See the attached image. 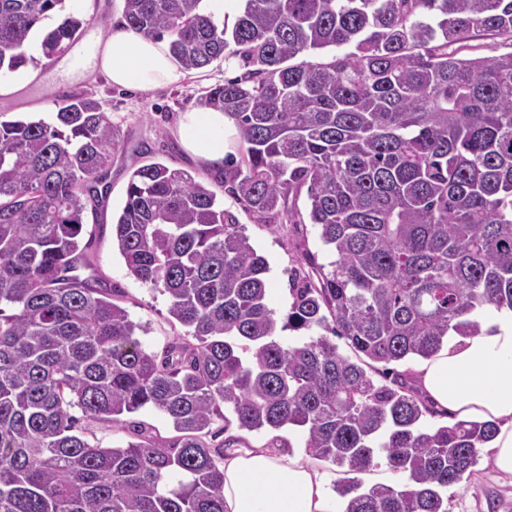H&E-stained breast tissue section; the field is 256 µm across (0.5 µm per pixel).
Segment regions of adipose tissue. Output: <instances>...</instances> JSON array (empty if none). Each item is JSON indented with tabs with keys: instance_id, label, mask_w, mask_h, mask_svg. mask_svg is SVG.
Returning <instances> with one entry per match:
<instances>
[{
	"instance_id": "1",
	"label": "adipose tissue",
	"mask_w": 512,
	"mask_h": 512,
	"mask_svg": "<svg viewBox=\"0 0 512 512\" xmlns=\"http://www.w3.org/2000/svg\"><path fill=\"white\" fill-rule=\"evenodd\" d=\"M59 70L76 82L106 77L112 84L150 92L190 78L165 43L127 31L94 39L64 57ZM232 122L223 111L189 113L180 126L185 148L217 166ZM421 388L456 421L498 422L493 465L512 476V312L473 336H455L417 366ZM224 512H334L317 471L270 448L224 455Z\"/></svg>"
}]
</instances>
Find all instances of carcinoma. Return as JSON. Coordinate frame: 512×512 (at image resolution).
Returning <instances> with one entry per match:
<instances>
[{
  "instance_id": "carcinoma-1",
  "label": "carcinoma",
  "mask_w": 512,
  "mask_h": 512,
  "mask_svg": "<svg viewBox=\"0 0 512 512\" xmlns=\"http://www.w3.org/2000/svg\"><path fill=\"white\" fill-rule=\"evenodd\" d=\"M202 2L124 0L122 28L168 41L187 70L242 62L198 98L238 129L224 185L268 222L307 188L335 259L318 287L290 280L279 316L267 258L216 191L138 166L112 249L185 328L149 352L146 325L82 275L85 213L110 191L118 128L87 94L52 123L0 112V512H224V462L207 441L218 420L287 453L280 432L299 431L306 455L344 474L342 512H447L445 491L469 479L496 423L428 426L436 411L414 388L367 369L477 334L479 309L512 311V52L460 56L484 32L512 39V0H244L231 24ZM64 8L0 0V71L35 62L32 32ZM84 24L66 14L42 56ZM343 45L354 50L316 60ZM285 330L300 336L287 344ZM145 407L177 435L103 448L72 414L118 424ZM381 460L402 485L364 486Z\"/></svg>"
}]
</instances>
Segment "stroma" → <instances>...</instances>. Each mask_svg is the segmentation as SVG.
I'll return each mask as SVG.
<instances>
[{"label": "stroma", "mask_w": 512, "mask_h": 512, "mask_svg": "<svg viewBox=\"0 0 512 512\" xmlns=\"http://www.w3.org/2000/svg\"><path fill=\"white\" fill-rule=\"evenodd\" d=\"M65 6V11L51 12L41 23V30L54 28L64 13L70 12L87 21V34L105 37L111 32V24L120 23L122 19L123 0H66ZM241 71L240 62L227 63L220 59L198 70L196 79L147 94L103 80L77 87L79 93L99 100L120 132V148L112 158L111 190L99 209V221L104 229L96 234L92 261L103 284L113 288L115 302L126 308L133 320L147 325L148 332L141 338L146 350L161 351L173 337L182 335L184 329L169 315L166 296L135 279L123 258L113 251L112 218L124 205L132 167L161 162L185 169L204 182L217 176L215 167L206 165L183 146L179 124L187 113L197 109L198 90L223 83ZM224 206L244 224L255 247L267 257L270 306L277 313H285L291 303L289 274L294 272L301 279L315 281V268L332 259L307 217L306 194L287 199L285 207L293 219L279 224L264 222L229 195L224 198ZM136 423L164 437L175 434L165 415L147 407L126 416L120 424H102L85 418L80 421L89 437L95 438L104 448L123 446L133 440L132 426ZM447 496L448 512H512V478L498 475L492 466L491 451L484 447L479 452L471 478L450 487Z\"/></svg>", "instance_id": "obj_1"}]
</instances>
